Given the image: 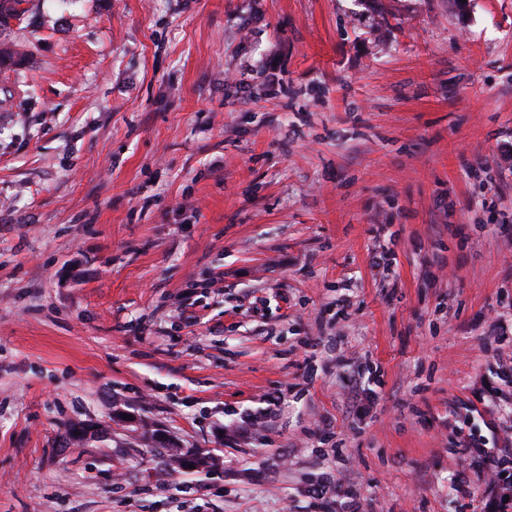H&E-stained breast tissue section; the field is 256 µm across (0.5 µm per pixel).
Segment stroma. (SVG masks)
<instances>
[{
  "mask_svg": "<svg viewBox=\"0 0 512 512\" xmlns=\"http://www.w3.org/2000/svg\"><path fill=\"white\" fill-rule=\"evenodd\" d=\"M26 7L0 28L27 53L0 68V512H485L482 438L512 473V0ZM163 436L221 463L170 470Z\"/></svg>",
  "mask_w": 512,
  "mask_h": 512,
  "instance_id": "35a3bbf8",
  "label": "stroma"
}]
</instances>
